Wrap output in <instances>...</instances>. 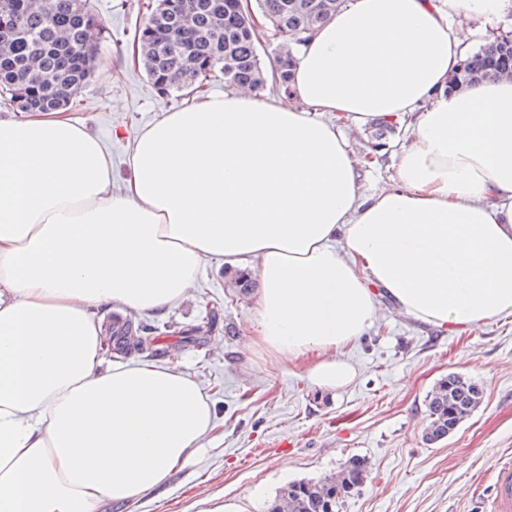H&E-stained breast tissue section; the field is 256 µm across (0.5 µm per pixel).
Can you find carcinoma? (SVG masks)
Segmentation results:
<instances>
[{"instance_id":"obj_1","label":"carcinoma","mask_w":512,"mask_h":512,"mask_svg":"<svg viewBox=\"0 0 512 512\" xmlns=\"http://www.w3.org/2000/svg\"><path fill=\"white\" fill-rule=\"evenodd\" d=\"M259 12L274 19L281 37L292 43L272 59V79L289 82L300 32L329 21L345 0H255ZM0 96L10 102L26 92L23 113L54 112L73 105L92 78L97 46L90 24L101 19L89 0H0ZM134 38L144 53V68L154 89L168 95L192 84L202 86L221 75L224 83L246 86L256 94L267 90L258 82L264 70L258 40L237 0H166L147 14ZM186 40L188 54L176 44ZM488 75L512 76V38L490 50L469 55L448 80L462 89ZM112 353L121 358L170 356L158 343L161 328L135 315L105 325ZM482 388L456 373L440 379L427 400L429 422L423 439L434 444L455 431L480 405ZM366 470L363 460H350L338 472L318 480L292 482L269 503L266 512H337L343 499L359 487Z\"/></svg>"}]
</instances>
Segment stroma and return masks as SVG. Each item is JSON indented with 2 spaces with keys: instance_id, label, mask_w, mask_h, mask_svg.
<instances>
[{
  "instance_id": "35a3bbf8",
  "label": "stroma",
  "mask_w": 512,
  "mask_h": 512,
  "mask_svg": "<svg viewBox=\"0 0 512 512\" xmlns=\"http://www.w3.org/2000/svg\"><path fill=\"white\" fill-rule=\"evenodd\" d=\"M152 0H91L104 28L97 39L95 75L70 116L100 139L112 159L116 183L130 174L132 140L163 113L195 102V94L161 96L150 83L133 42ZM464 54L512 35V14L452 27ZM377 139L375 125L347 126L355 156L376 149L379 161L364 168L362 193L389 183L408 123ZM237 273V272H236ZM236 273L206 262L191 295L148 321L175 328L206 326L201 343L178 337L175 366L213 401L217 427L162 490L104 512H211L234 502L245 512H265L288 483L335 473L350 459L365 460L369 476L339 512H477L468 490L487 475L495 458L512 452V315L491 319L480 330L447 329L406 317L381 301L375 323L340 353L356 376L324 391L308 369L317 353L275 366L246 347L258 315L257 292L239 293ZM233 335H225V325ZM475 381L480 406L447 439L427 444V397L448 374Z\"/></svg>"
}]
</instances>
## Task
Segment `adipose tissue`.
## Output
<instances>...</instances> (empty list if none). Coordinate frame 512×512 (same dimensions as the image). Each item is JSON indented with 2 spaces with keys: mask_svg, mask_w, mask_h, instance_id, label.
<instances>
[{
  "mask_svg": "<svg viewBox=\"0 0 512 512\" xmlns=\"http://www.w3.org/2000/svg\"><path fill=\"white\" fill-rule=\"evenodd\" d=\"M512 0H348L300 46L290 91L206 97L139 130L112 189L63 112L0 121V512H100L161 489L215 427L189 376L104 366L97 310L164 312L203 264L248 260L251 348L316 349L312 383L387 298L437 327L512 314V81L461 91L453 21ZM412 119L391 184L362 195L342 122Z\"/></svg>",
  "mask_w": 512,
  "mask_h": 512,
  "instance_id": "ef3b65f1",
  "label": "adipose tissue"
}]
</instances>
